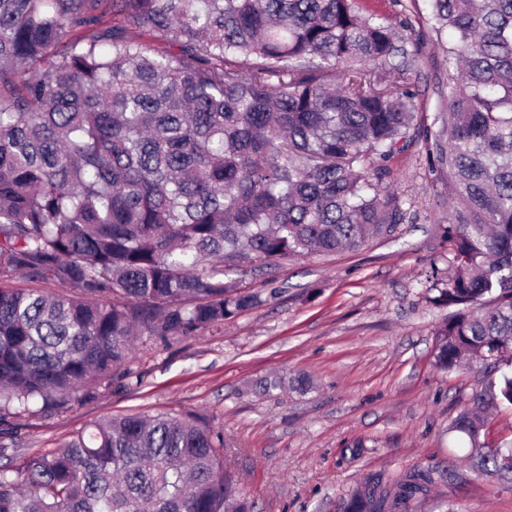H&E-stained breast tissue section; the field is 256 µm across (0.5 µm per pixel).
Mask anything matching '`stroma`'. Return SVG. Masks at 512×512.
<instances>
[{
	"mask_svg": "<svg viewBox=\"0 0 512 512\" xmlns=\"http://www.w3.org/2000/svg\"><path fill=\"white\" fill-rule=\"evenodd\" d=\"M361 4L420 42L414 104L418 123L433 124L448 109V62L429 0ZM388 166L412 204L394 238L230 273L261 305L168 344L141 337L124 385L62 416L0 426L8 456L58 448L103 418L170 413L223 433L225 467L252 512H337L368 475L415 466L441 476L413 512H512V483L473 471L468 438L448 430L485 374L434 360L448 310L428 295L448 273V171H429L420 143ZM267 379L279 388L263 390Z\"/></svg>",
	"mask_w": 512,
	"mask_h": 512,
	"instance_id": "35a3bbf8",
	"label": "stroma"
}]
</instances>
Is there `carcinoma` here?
Masks as SVG:
<instances>
[{
    "mask_svg": "<svg viewBox=\"0 0 512 512\" xmlns=\"http://www.w3.org/2000/svg\"><path fill=\"white\" fill-rule=\"evenodd\" d=\"M448 30V275L436 365L491 378L449 429L512 408V0H431ZM356 0H0V424L125 380L134 336H193L256 306L231 270L357 250L410 219L386 162L416 144L411 60ZM27 279L66 288H16ZM224 436L192 418L95 422L0 465V512H249ZM429 470L375 474L341 512H411Z\"/></svg>",
    "mask_w": 512,
    "mask_h": 512,
    "instance_id": "cac0c4a2",
    "label": "carcinoma"
}]
</instances>
